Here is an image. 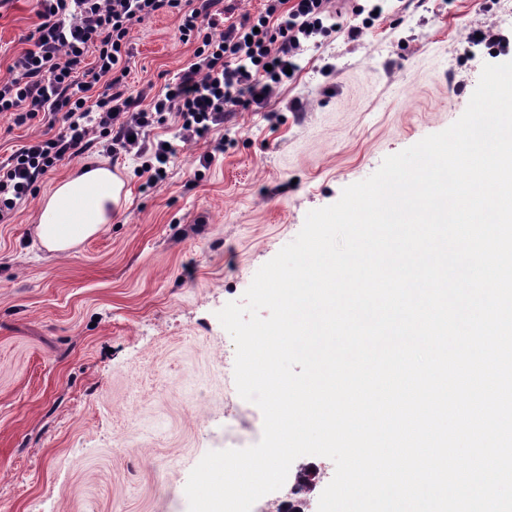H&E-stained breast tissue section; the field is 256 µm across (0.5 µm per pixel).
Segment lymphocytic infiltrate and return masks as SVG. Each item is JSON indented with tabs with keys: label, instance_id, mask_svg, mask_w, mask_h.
<instances>
[{
	"label": "lymphocytic infiltrate",
	"instance_id": "1",
	"mask_svg": "<svg viewBox=\"0 0 512 512\" xmlns=\"http://www.w3.org/2000/svg\"><path fill=\"white\" fill-rule=\"evenodd\" d=\"M40 23L32 48L0 80V114L22 124L46 113L63 126L42 133L0 162V221L31 194L58 162L84 153L98 138L105 153H135L148 183L161 180L174 154L164 143L146 145L142 135L178 118L180 141L204 138L237 108L268 101L299 71L312 37L359 27L333 22L329 0H266L257 16L224 30L202 25L222 14L223 0H36ZM179 16V38L197 41L194 61L150 103L126 93L135 22L158 13Z\"/></svg>",
	"mask_w": 512,
	"mask_h": 512
}]
</instances>
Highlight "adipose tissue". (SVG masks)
Segmentation results:
<instances>
[{"mask_svg":"<svg viewBox=\"0 0 512 512\" xmlns=\"http://www.w3.org/2000/svg\"><path fill=\"white\" fill-rule=\"evenodd\" d=\"M122 180L106 163L83 166L42 197L36 212L41 249L62 256L112 221L121 204Z\"/></svg>","mask_w":512,"mask_h":512,"instance_id":"adipose-tissue-1","label":"adipose tissue"}]
</instances>
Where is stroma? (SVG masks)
I'll use <instances>...</instances> for the list:
<instances>
[{"label":"stroma","mask_w":512,"mask_h":512,"mask_svg":"<svg viewBox=\"0 0 512 512\" xmlns=\"http://www.w3.org/2000/svg\"><path fill=\"white\" fill-rule=\"evenodd\" d=\"M384 9L357 38L308 44L263 108L179 144L156 184L134 154L111 162L122 204L67 255L36 247L35 207L97 149L62 161L0 223V512H188L204 455L260 440L218 311L310 210L464 113L483 65L506 60L470 32L512 39L500 0ZM38 24L35 0L0 5V78ZM178 24L161 13L132 26L129 93L154 96L193 62Z\"/></svg>","instance_id":"stroma-1"}]
</instances>
